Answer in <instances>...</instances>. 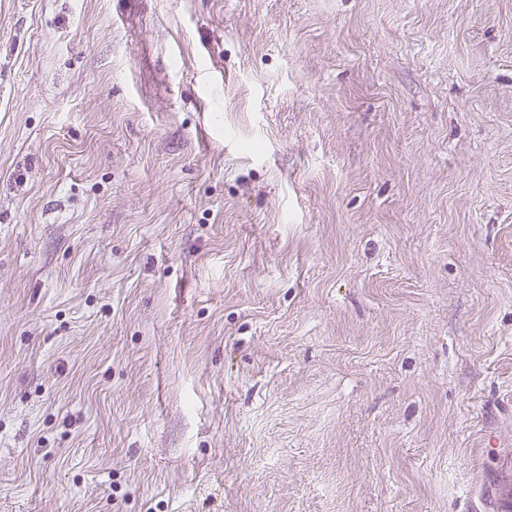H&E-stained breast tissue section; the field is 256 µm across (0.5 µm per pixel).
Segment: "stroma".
I'll use <instances>...</instances> for the list:
<instances>
[{
  "label": "stroma",
  "mask_w": 512,
  "mask_h": 512,
  "mask_svg": "<svg viewBox=\"0 0 512 512\" xmlns=\"http://www.w3.org/2000/svg\"><path fill=\"white\" fill-rule=\"evenodd\" d=\"M510 486L512 0H0V512Z\"/></svg>",
  "instance_id": "35a3bbf8"
}]
</instances>
